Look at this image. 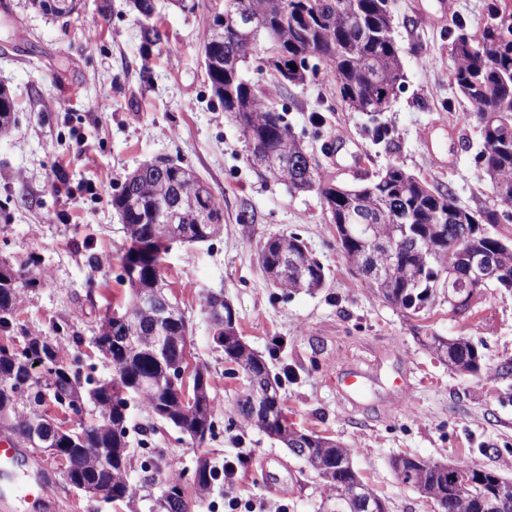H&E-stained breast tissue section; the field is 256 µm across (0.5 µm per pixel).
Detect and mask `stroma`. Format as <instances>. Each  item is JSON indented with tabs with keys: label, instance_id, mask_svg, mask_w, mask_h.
I'll list each match as a JSON object with an SVG mask.
<instances>
[{
	"label": "stroma",
	"instance_id": "1",
	"mask_svg": "<svg viewBox=\"0 0 512 512\" xmlns=\"http://www.w3.org/2000/svg\"><path fill=\"white\" fill-rule=\"evenodd\" d=\"M393 0L392 35L404 82L390 109L375 116L338 103L334 84L315 80L272 87L256 48L245 80L268 85L276 107L331 178L371 180L389 164L452 189L459 205L491 204L477 164L482 148L470 104L451 78L450 50L459 31L490 19V0ZM79 14L55 18L28 0H0V88L12 97L16 125L0 135V259L14 268L30 257L38 287L25 289L0 342L29 334L60 341L64 362L95 378L112 364L91 344L105 313L128 300L120 256L126 235L113 196L130 173L158 158L181 161L223 208L220 234L177 243L162 261L163 279L190 326L191 361L210 374L216 413L205 449L216 467L234 461L232 481L199 497L191 475L198 456L187 437L138 409L131 420L129 481L143 499L159 495L157 459L180 478L188 512H224V499L286 497L288 512H318L323 487L305 463L275 439L246 427L237 409L245 381L212 344L205 301L223 292L244 342L281 374L288 419L296 428L342 442L388 512H433L401 485L391 457L407 453L441 463L474 461L512 480V292L484 289L470 311L452 313L440 295L426 315L407 318L376 298L349 270L316 191H292L259 175L245 138L214 96L201 46L224 0L183 12L154 0L162 47L143 46L129 0H84ZM388 127L391 144L375 142ZM446 161L439 169L437 161ZM293 234L323 264L324 288L286 294L273 288L258 252L268 239ZM477 344L481 370L460 375L422 345L430 334ZM363 378L348 393L343 377ZM406 377L409 406L397 410L394 380ZM53 495L48 508L27 498L29 460L0 470L7 512H123L73 490L60 462L44 458Z\"/></svg>",
	"mask_w": 512,
	"mask_h": 512
}]
</instances>
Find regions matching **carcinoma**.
Instances as JSON below:
<instances>
[{
  "mask_svg": "<svg viewBox=\"0 0 512 512\" xmlns=\"http://www.w3.org/2000/svg\"><path fill=\"white\" fill-rule=\"evenodd\" d=\"M33 7L56 17L71 14L79 0H30ZM385 0H224V11L213 15L210 27H218L224 38L217 44L204 41L202 52L213 55L216 64L206 68L214 95L233 114L245 139L255 145L277 150L288 145L296 162L288 168L289 187L303 184L320 194L330 223L340 236L339 248L345 259L366 261L382 269V277L365 275L361 280L386 301H395L411 316L430 310L438 292L451 276L448 260L454 268L465 264L467 252L478 247L499 255L503 273L488 284L463 288V302L452 310L463 314L482 288L492 284L512 289V233L499 229L504 204L512 206V12L494 5L491 22L474 34L459 33L452 43V79L472 104L470 112L480 127L483 150L480 166L489 180L493 204L470 209L458 204L451 189L431 185L427 180L391 165L377 179L353 187L330 180L321 163L310 154L292 132L284 114L276 109L265 87L250 83L240 75L241 66L253 53L259 37H265L274 53L268 72L276 86L286 89L309 81L306 71L288 64L297 58L309 60L321 77L336 84L339 102L355 112L379 115L387 111L402 87L400 51L391 29L390 12ZM140 15L143 40L155 45L163 36L155 19L153 0H131ZM14 105L0 89V133L10 130ZM199 187L209 208L208 220L200 221L201 232L191 242H207L222 224L223 208L206 184L193 171L171 160L161 168L149 166L142 185L133 184L129 193L112 198L127 235V248L121 257L122 281L131 290V300L123 308L106 313L101 323L112 324L108 335L93 336L92 344L112 363L111 379H95L71 369L62 358L59 344L36 339L27 344L26 359L40 361L54 356V371L46 376L25 366L0 358V429L13 433L20 444L35 448L31 432L43 437L44 415L54 406L67 416L70 429L56 440L59 457L66 461L68 482L78 491L94 488L104 492L105 501L133 505L136 493L128 480L130 406L146 405L152 416L188 437L200 447L212 436L215 397L211 383L205 384L203 402H184L169 382L171 369L186 362L184 344L173 340L158 343L148 319H125L139 296L153 289L161 278L162 254L168 247L159 243L155 223L159 211L184 199L191 207V189ZM379 225L384 238L395 245H365L362 226ZM473 224L488 232L466 233ZM278 261L277 242L269 239L260 248V264L271 274ZM324 267L308 264L304 275L288 270V277L275 287L294 293L316 291L325 285ZM36 278L17 282L0 277V330L11 326V311L20 302L26 287ZM228 333L213 336L227 361L237 363L245 375L244 398L237 401L246 426L269 436L295 432L291 423L280 422L281 395L258 399L265 411L251 405L253 380L270 377L263 359L246 355L238 363L247 344L238 326ZM445 348L443 359L468 374L480 370L478 347L464 337L429 338V349ZM95 418L84 421L87 410ZM304 461L319 478L329 499L321 503V512H384L385 502L368 486L358 495L341 498L337 490L361 481L353 467L351 449L333 440L310 434ZM397 481L429 498L437 490L449 488L448 466L413 456H400L392 464ZM506 479L488 470H480L475 484L464 496L448 495L443 512H483L482 498L495 490L493 481ZM153 512H187L183 489L176 479H168L164 491L155 500Z\"/></svg>",
  "mask_w": 512,
  "mask_h": 512,
  "instance_id": "obj_1",
  "label": "carcinoma"
}]
</instances>
